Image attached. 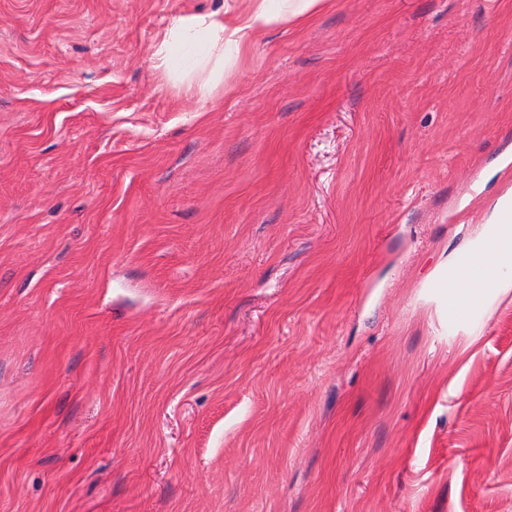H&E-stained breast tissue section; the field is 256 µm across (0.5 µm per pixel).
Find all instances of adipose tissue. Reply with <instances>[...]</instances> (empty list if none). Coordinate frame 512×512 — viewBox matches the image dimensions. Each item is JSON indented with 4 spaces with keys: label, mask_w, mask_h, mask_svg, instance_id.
Instances as JSON below:
<instances>
[{
    "label": "adipose tissue",
    "mask_w": 512,
    "mask_h": 512,
    "mask_svg": "<svg viewBox=\"0 0 512 512\" xmlns=\"http://www.w3.org/2000/svg\"><path fill=\"white\" fill-rule=\"evenodd\" d=\"M325 0H249L245 12H236L237 0H224L223 13L180 18L170 39L155 53L159 67L169 68L173 41L193 37L203 39L207 51L217 57L238 61L247 56L257 35L285 20H308L323 8ZM467 250L458 251L451 261L435 272L431 284L451 289L458 307L467 311L488 306L512 293V279L495 277L475 285L466 279L452 278V271L465 264Z\"/></svg>",
    "instance_id": "ef3b65f1"
}]
</instances>
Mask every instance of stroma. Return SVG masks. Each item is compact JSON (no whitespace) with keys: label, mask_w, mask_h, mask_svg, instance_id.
<instances>
[{"label":"stroma","mask_w":512,"mask_h":512,"mask_svg":"<svg viewBox=\"0 0 512 512\" xmlns=\"http://www.w3.org/2000/svg\"><path fill=\"white\" fill-rule=\"evenodd\" d=\"M0 0V512H512V0ZM248 10L225 24V16L234 12L237 0L224 1L223 14L192 15L182 17L175 31L165 39L155 53L157 66L168 69L171 65L172 42L193 37L204 39L207 51L216 55L222 67L224 56L234 62L245 58L257 35L274 24L285 20L314 18L325 6V0H247ZM505 222L507 224H503L499 218L494 222L483 224L476 234L471 247L458 251L448 264L433 275L431 280L433 288H452L451 291L457 303L456 305L451 293H448V312L452 320L461 321L468 317V313H463L459 308L472 311L473 309L486 307L491 302L508 296L512 290V279L501 276L503 269L499 270L492 281L485 283L489 280L492 272V267L488 261V254L490 252H498L503 262L507 263L510 261L511 263L512 261V256L501 251L498 246L499 244L502 249L512 253L511 212L510 214L506 213ZM489 240H495L498 244L495 241ZM484 244L483 250L472 255L465 265V260L471 252L470 249L481 248ZM462 266H464L462 269L463 274L468 280L451 278V272L457 271ZM470 281L475 284H485L475 285Z\"/></svg>","instance_id":"1"}]
</instances>
